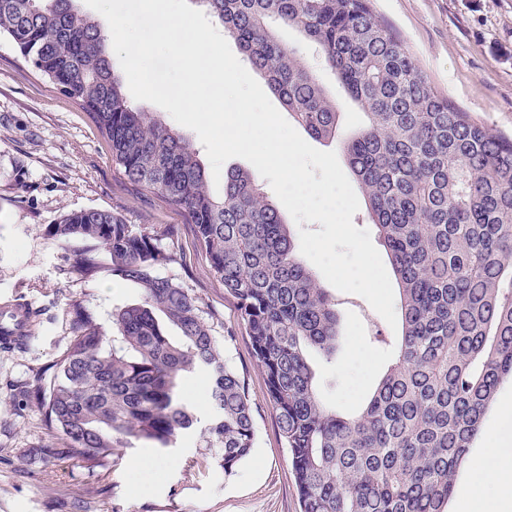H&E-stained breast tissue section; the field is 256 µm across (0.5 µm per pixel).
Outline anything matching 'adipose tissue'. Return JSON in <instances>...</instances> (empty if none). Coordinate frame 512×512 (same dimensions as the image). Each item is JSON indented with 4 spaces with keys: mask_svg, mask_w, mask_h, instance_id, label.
I'll use <instances>...</instances> for the list:
<instances>
[{
    "mask_svg": "<svg viewBox=\"0 0 512 512\" xmlns=\"http://www.w3.org/2000/svg\"><path fill=\"white\" fill-rule=\"evenodd\" d=\"M496 451L486 460L471 496L467 512H512V442L497 441Z\"/></svg>",
    "mask_w": 512,
    "mask_h": 512,
    "instance_id": "1",
    "label": "adipose tissue"
}]
</instances>
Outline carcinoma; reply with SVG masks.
<instances>
[{
  "instance_id": "cac0c4a2",
  "label": "carcinoma",
  "mask_w": 512,
  "mask_h": 512,
  "mask_svg": "<svg viewBox=\"0 0 512 512\" xmlns=\"http://www.w3.org/2000/svg\"><path fill=\"white\" fill-rule=\"evenodd\" d=\"M196 2L309 136L340 140L367 196L399 286L402 334L387 340L391 363L355 415L321 398L308 359L311 349L335 354L336 298L298 258L257 178L233 169L213 196L189 141L129 104L103 27L77 0H0V34L81 102L128 180L195 224L264 369L301 512H445L498 387L512 379V138L441 95L370 0ZM276 25L315 44L323 71L280 42ZM325 73L364 111L362 130L341 134ZM49 233L76 247L77 272L104 269L139 288L142 303L113 315L110 336L72 307L66 352L28 390L64 447L38 452L94 473L134 441L171 448L197 423L181 381L204 372L207 439L232 472L256 441L248 387L198 300L159 274L177 260L168 231L88 209Z\"/></svg>"
}]
</instances>
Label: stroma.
<instances>
[{
    "label": "stroma",
    "instance_id": "obj_1",
    "mask_svg": "<svg viewBox=\"0 0 512 512\" xmlns=\"http://www.w3.org/2000/svg\"><path fill=\"white\" fill-rule=\"evenodd\" d=\"M438 92L471 112L493 132L512 136V0H373ZM107 210L130 224L170 225L178 261L166 269L213 317L224 355L244 374L253 407L256 445L227 473L209 448V381L185 380L183 397L195 403L198 422L172 452L139 442L114 463L87 472L76 460L41 455L60 442L43 411L26 396L34 374L65 353L71 306L79 303L104 331L112 314L138 303L132 285L108 272L84 278L76 257L47 232L70 211ZM341 332L332 361L314 358L321 396L343 413L357 411L388 353L370 342L392 335L361 296L336 292ZM22 298L37 308L40 326L20 350L0 352V512H299L288 450L266 394L236 301L214 276L187 213L132 184L112 161L107 139L76 100L56 89L0 35V303ZM364 360H353L352 347ZM512 402L504 380L456 477L446 512H458L467 479L492 436L512 437V421L499 419Z\"/></svg>",
    "mask_w": 512,
    "mask_h": 512
}]
</instances>
